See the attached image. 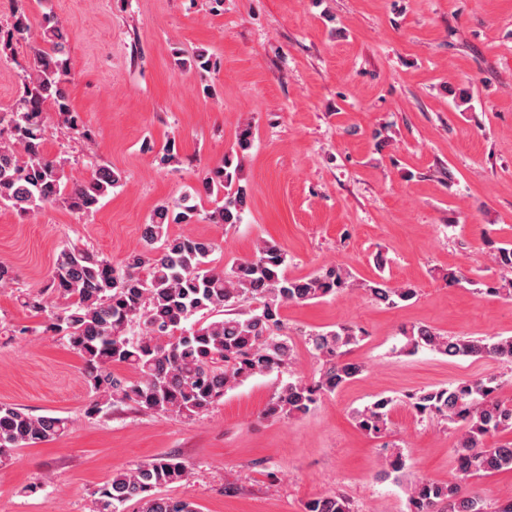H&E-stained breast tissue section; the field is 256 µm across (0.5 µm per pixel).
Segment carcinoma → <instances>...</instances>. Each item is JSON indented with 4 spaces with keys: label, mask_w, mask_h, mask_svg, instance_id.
I'll use <instances>...</instances> for the list:
<instances>
[{
    "label": "carcinoma",
    "mask_w": 512,
    "mask_h": 512,
    "mask_svg": "<svg viewBox=\"0 0 512 512\" xmlns=\"http://www.w3.org/2000/svg\"><path fill=\"white\" fill-rule=\"evenodd\" d=\"M31 27L27 14L14 8L10 26L0 28V57L13 54L20 42L29 40ZM38 28L20 94L11 108L0 111V204L21 216L57 204L91 214L103 197L121 185L123 173L94 163L88 178L66 187L69 160L52 157L45 149L49 124L54 121L82 138L89 133L67 93L68 32L51 12L42 14ZM174 65L180 70L209 71L217 61L203 49L186 59L176 58ZM252 138V126L244 125L235 152L206 171L201 189L157 206L143 227L142 247L127 254L120 268L94 249L66 243L44 288L22 294V306L47 314L46 331L67 338L83 359L84 376L95 393L88 414H98L108 404L132 402L155 413L199 416L244 381L291 363L293 344L283 333V306L354 290L389 307L417 296L411 285L360 280L339 265L290 277L285 272L286 254L268 241L258 244L250 257L218 268L210 259L217 248L214 241L171 234L172 225L192 224L200 218L212 224L241 223L248 208L242 159ZM202 195H215L223 204L203 214L196 203ZM488 253L504 275L485 293L512 299V243L490 241ZM47 293L64 304L47 311ZM401 335L403 351L425 347L451 358L489 357L512 366V336H446L426 325L405 328ZM359 341L357 330L347 325L307 334L305 342L321 363L318 378L296 377L285 383L268 404L266 415H305L322 396L355 379L363 368L345 355ZM114 365L128 368L132 376L114 373ZM500 389V379L488 376L408 396L419 418L459 425L455 462L464 481L512 471V440H493L512 433V403L500 398ZM393 406L392 398L381 396L355 411L353 420L365 433L382 435ZM66 429L63 418L36 416L15 404L0 403V457L15 448L58 438ZM404 469L402 454L395 452L383 459L381 474L398 477ZM189 476V465L174 456L119 470L97 491L95 512H118V506L131 500L140 504L139 512H198L191 502L155 493ZM409 502L411 512H484L463 485L424 478L410 482ZM304 512L357 510L336 493L308 500Z\"/></svg>",
    "instance_id": "1"
}]
</instances>
